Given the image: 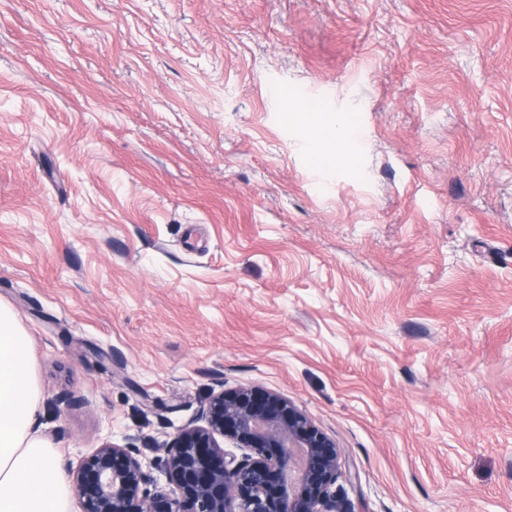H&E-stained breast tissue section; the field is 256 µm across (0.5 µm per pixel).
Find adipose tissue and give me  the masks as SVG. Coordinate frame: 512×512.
<instances>
[{
    "label": "adipose tissue",
    "mask_w": 512,
    "mask_h": 512,
    "mask_svg": "<svg viewBox=\"0 0 512 512\" xmlns=\"http://www.w3.org/2000/svg\"><path fill=\"white\" fill-rule=\"evenodd\" d=\"M282 120L301 127L306 151L321 166L354 159L356 131L337 113L301 108ZM39 406L30 340L12 311L0 304V512H68L72 491L51 448L33 429Z\"/></svg>",
    "instance_id": "ef3b65f1"
}]
</instances>
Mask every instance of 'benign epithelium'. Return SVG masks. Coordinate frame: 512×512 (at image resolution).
Instances as JSON below:
<instances>
[{
	"label": "benign epithelium",
	"instance_id": "1",
	"mask_svg": "<svg viewBox=\"0 0 512 512\" xmlns=\"http://www.w3.org/2000/svg\"><path fill=\"white\" fill-rule=\"evenodd\" d=\"M339 457L336 442L280 394L222 389L165 444L161 467L179 496L150 486L144 462L109 441L80 459L73 488L83 512H345L333 490Z\"/></svg>",
	"mask_w": 512,
	"mask_h": 512
}]
</instances>
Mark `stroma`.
I'll return each mask as SVG.
<instances>
[{"label":"stroma","mask_w":512,"mask_h":512,"mask_svg":"<svg viewBox=\"0 0 512 512\" xmlns=\"http://www.w3.org/2000/svg\"><path fill=\"white\" fill-rule=\"evenodd\" d=\"M0 303L64 479L256 386L352 512H512V0H0ZM282 120L301 127L305 150L324 168H341L353 161L357 132L337 113L313 115L297 107L283 112Z\"/></svg>","instance_id":"obj_1"}]
</instances>
